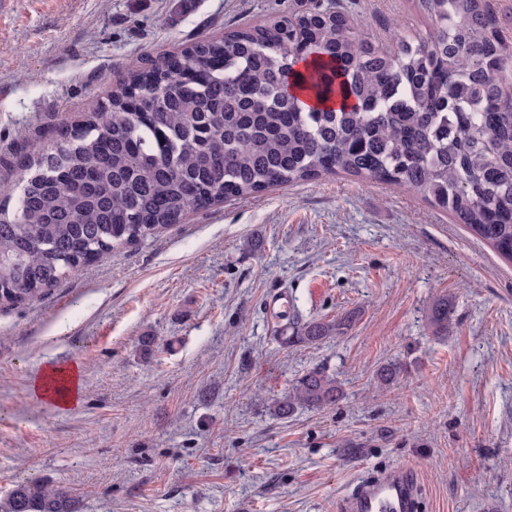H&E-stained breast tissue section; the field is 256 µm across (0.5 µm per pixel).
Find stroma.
Listing matches in <instances>:
<instances>
[{
	"label": "stroma",
	"instance_id": "stroma-1",
	"mask_svg": "<svg viewBox=\"0 0 512 512\" xmlns=\"http://www.w3.org/2000/svg\"><path fill=\"white\" fill-rule=\"evenodd\" d=\"M338 2L379 44L433 30L416 0ZM314 4L0 0V183L131 67ZM345 316L322 345L278 339ZM71 361L78 406L32 396L43 364ZM391 362L404 370L386 386ZM316 368L343 398L273 416ZM402 465L418 512H512V263L409 193L338 174L219 202L0 307V506L36 478L80 512H337L358 478ZM454 313V306L448 296H442L436 300L431 308L430 319L435 331L443 333L448 331Z\"/></svg>",
	"mask_w": 512,
	"mask_h": 512
}]
</instances>
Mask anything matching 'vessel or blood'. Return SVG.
Listing matches in <instances>:
<instances>
[{
  "label": "vessel or blood",
  "mask_w": 512,
  "mask_h": 512,
  "mask_svg": "<svg viewBox=\"0 0 512 512\" xmlns=\"http://www.w3.org/2000/svg\"><path fill=\"white\" fill-rule=\"evenodd\" d=\"M419 473L406 466L364 482L342 498L338 512H415Z\"/></svg>",
  "instance_id": "obj_1"
}]
</instances>
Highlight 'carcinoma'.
<instances>
[{
  "mask_svg": "<svg viewBox=\"0 0 512 512\" xmlns=\"http://www.w3.org/2000/svg\"><path fill=\"white\" fill-rule=\"evenodd\" d=\"M428 36L383 46L319 5L196 41L134 66L105 104L26 157L0 188V306L50 293L66 276L226 198L344 173L407 190L448 211L512 261V52L488 0H418ZM300 61L315 63L306 73ZM339 107L306 104L289 91ZM14 207H9L11 199ZM452 300L431 308L448 331ZM350 317L294 322L285 347L315 346ZM343 395L314 369L273 414ZM64 489H12L7 512H76Z\"/></svg>",
  "mask_w": 512,
  "mask_h": 512,
  "instance_id": "1",
  "label": "carcinoma"
}]
</instances>
